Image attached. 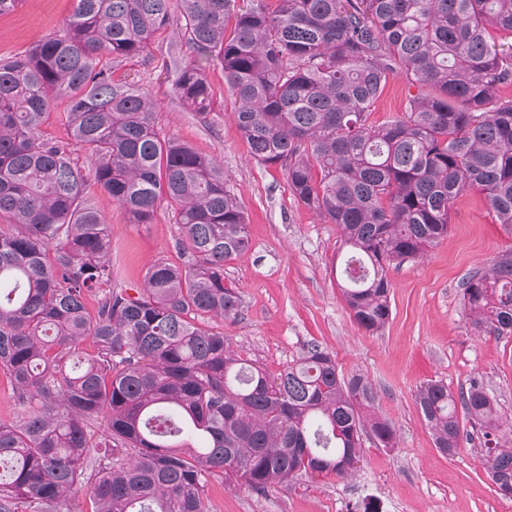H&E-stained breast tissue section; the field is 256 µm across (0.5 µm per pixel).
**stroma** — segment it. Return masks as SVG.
Returning <instances> with one entry per match:
<instances>
[{
	"label": "stroma",
	"mask_w": 512,
	"mask_h": 512,
	"mask_svg": "<svg viewBox=\"0 0 512 512\" xmlns=\"http://www.w3.org/2000/svg\"><path fill=\"white\" fill-rule=\"evenodd\" d=\"M72 9V0H19L0 15V57L21 54L58 31ZM174 56L187 61L192 53L173 26L149 54L119 63L115 73L150 91L161 135L221 164L248 213L251 250L224 264V283L241 300L238 316L224 322L225 335L242 358L273 375L298 360L307 343L320 345L343 374L358 373L372 383L376 414L396 429L392 448L364 438L357 468L346 478L303 476L258 493L211 477L204 492L208 512H512V498L500 496L483 470L479 427L464 423L458 453L443 455L415 401L427 382L457 391L476 378L502 415L512 418V336L474 330L460 288L467 272L512 251V230L498 224L479 190L464 194L452 208L447 237L421 259L389 271L391 318L382 330L366 331L338 286V226L297 203L281 168L250 157L219 61L204 65L211 96L202 118L174 93L166 67ZM95 202L112 224V287H141L159 259L182 263L167 209H159L153 223L130 224L106 193L97 192Z\"/></svg>",
	"instance_id": "35a3bbf8"
}]
</instances>
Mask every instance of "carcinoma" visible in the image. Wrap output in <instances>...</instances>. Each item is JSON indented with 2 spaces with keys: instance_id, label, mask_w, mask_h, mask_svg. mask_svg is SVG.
Returning a JSON list of instances; mask_svg holds the SVG:
<instances>
[{
  "instance_id": "cac0c4a2",
  "label": "carcinoma",
  "mask_w": 512,
  "mask_h": 512,
  "mask_svg": "<svg viewBox=\"0 0 512 512\" xmlns=\"http://www.w3.org/2000/svg\"><path fill=\"white\" fill-rule=\"evenodd\" d=\"M238 2L74 0L60 33L0 57V370L24 411L0 422V512H71L77 486L94 512H207L216 474L263 492L352 475L365 434L396 445L372 384L319 345L271 376L210 325L239 313L224 262L250 249L245 208L214 158L160 136L148 90L113 75L168 27L193 53L174 61L182 104L207 114L202 62L218 59L250 156L284 169L295 200L339 226L340 288L365 330L389 322L388 269L447 236L466 191L512 227V97L498 95L512 44L493 36L512 34V0ZM395 75L404 111L374 125ZM59 102L65 142L42 131ZM93 183L131 224L166 206L187 260L158 261L133 295L104 288L111 224ZM461 290L474 328L512 334V252ZM416 403L445 454L463 443L458 410L487 436L506 422L475 379L456 394L423 384ZM483 466L512 498V448H486Z\"/></svg>"
}]
</instances>
